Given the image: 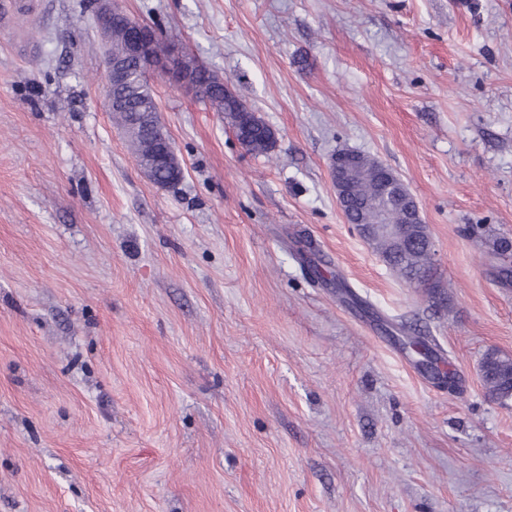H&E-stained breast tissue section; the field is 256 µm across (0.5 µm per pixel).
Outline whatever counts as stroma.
Listing matches in <instances>:
<instances>
[{"instance_id": "stroma-1", "label": "stroma", "mask_w": 512, "mask_h": 512, "mask_svg": "<svg viewBox=\"0 0 512 512\" xmlns=\"http://www.w3.org/2000/svg\"><path fill=\"white\" fill-rule=\"evenodd\" d=\"M25 2L0 30V512H512V399L480 372L512 357V0H120L276 134L248 153L154 77L169 187L105 106L94 0ZM344 150L415 196L435 287L346 223ZM156 130L157 137L160 141V152L156 156L154 167L151 170L140 165L144 174L151 180L157 173V167H160L162 171H164L165 168L170 169L172 174L181 179L183 176V168L172 141L163 131L159 123L156 125ZM345 153L336 154L331 161L336 200L344 215L354 197V186L350 179V173L357 163L354 154L343 155Z\"/></svg>"}]
</instances>
